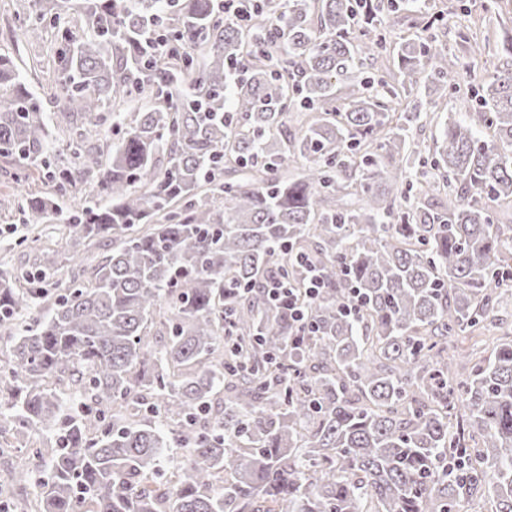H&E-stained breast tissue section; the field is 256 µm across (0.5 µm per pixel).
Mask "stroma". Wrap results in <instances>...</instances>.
Wrapping results in <instances>:
<instances>
[{
  "mask_svg": "<svg viewBox=\"0 0 512 512\" xmlns=\"http://www.w3.org/2000/svg\"><path fill=\"white\" fill-rule=\"evenodd\" d=\"M20 0H0V51L11 55L27 78L32 89H40L42 75L32 68L33 61L43 57L48 40L24 37L17 27L15 16ZM483 0H409L399 14V22L389 37L390 48L365 66V73H374L395 65L393 44L400 38L421 31L429 16L442 15L447 27L441 43L450 54L456 55L467 68L457 75L461 93L449 96L446 108L421 113L414 122L411 136L415 141L429 145L439 135L448 120L470 119L474 102L471 87L487 80L489 62L500 46L505 29L512 27V0H497L494 10L482 7ZM48 186L47 168L31 169L28 177L21 178L13 163L0 157V261L9 265L36 267L35 253L27 245V238L41 236L62 256H77L81 260L79 271L91 276L102 256L101 250L90 249L68 237L65 224L72 203L69 196L58 199V212L43 224H23L19 221V207L27 197Z\"/></svg>",
  "mask_w": 512,
  "mask_h": 512,
  "instance_id": "35a3bbf8",
  "label": "stroma"
}]
</instances>
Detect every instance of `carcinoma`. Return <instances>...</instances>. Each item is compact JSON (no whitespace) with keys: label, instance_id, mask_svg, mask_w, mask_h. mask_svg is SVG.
I'll return each instance as SVG.
<instances>
[{"label":"carcinoma","instance_id":"cac0c4a2","mask_svg":"<svg viewBox=\"0 0 512 512\" xmlns=\"http://www.w3.org/2000/svg\"><path fill=\"white\" fill-rule=\"evenodd\" d=\"M27 2L53 68L39 96L0 53V156L55 152L24 223L70 193V235L112 251L62 285L53 249L0 267V434L52 458L0 512H512V333L466 378L448 355L512 304V30L472 90L490 136L453 120L423 151L420 75L435 111L458 59L430 32L357 75L398 0H262L249 40L214 0ZM50 98L112 112L109 162L96 123L52 148ZM290 111L318 115L289 135ZM88 172L107 204L75 191ZM419 178L448 210L407 196ZM311 268L300 327L263 276L298 296Z\"/></svg>","mask_w":512,"mask_h":512}]
</instances>
